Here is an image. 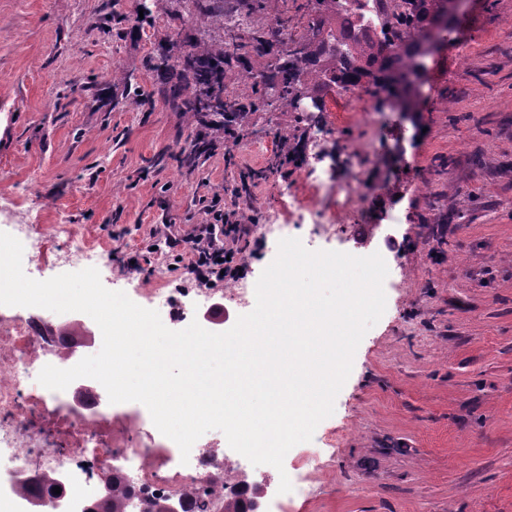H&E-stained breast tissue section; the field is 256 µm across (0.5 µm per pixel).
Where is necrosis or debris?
I'll list each match as a JSON object with an SVG mask.
<instances>
[{
	"mask_svg": "<svg viewBox=\"0 0 512 512\" xmlns=\"http://www.w3.org/2000/svg\"><path fill=\"white\" fill-rule=\"evenodd\" d=\"M302 174L325 200L314 213L316 223H350L360 190L356 183L337 181L322 136L308 142ZM34 319V314L0 306V347L5 350L0 356V455L11 460V487L48 474L57 479L65 497L92 504L96 496L89 465L118 458L121 483L131 493L129 512H139L145 499L174 496L181 486L200 481L228 495L239 493L232 475L212 466L214 451L202 443H194L188 468L173 466L169 448L113 445L111 435L100 427L108 414L100 402L106 390L98 381L80 378L62 391L39 384L37 376L49 359Z\"/></svg>",
	"mask_w": 512,
	"mask_h": 512,
	"instance_id": "4bbe7bcc",
	"label": "necrosis or debris"
}]
</instances>
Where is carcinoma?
<instances>
[{
  "label": "carcinoma",
  "instance_id": "cac0c4a2",
  "mask_svg": "<svg viewBox=\"0 0 512 512\" xmlns=\"http://www.w3.org/2000/svg\"><path fill=\"white\" fill-rule=\"evenodd\" d=\"M217 25L218 34L187 36L189 50L167 61L150 59L149 67L163 78L157 89L172 107L196 117L211 118L214 137L236 126L244 129L245 108L261 103L271 112H298L295 123L311 124L306 102H316L324 89L364 82L388 91L392 100L379 107L404 111L414 90L425 44L444 14L445 0H377L382 15V39L373 42L366 31L336 14V0H304L288 14V0L267 24L264 6L246 0H151L154 7L183 3L200 8ZM252 76L250 93L228 97L224 70L230 66ZM178 70L183 77L171 83ZM108 495L88 512H126L130 493L117 476L109 478ZM194 512H208L212 493L189 484L180 491Z\"/></svg>",
  "mask_w": 512,
  "mask_h": 512
}]
</instances>
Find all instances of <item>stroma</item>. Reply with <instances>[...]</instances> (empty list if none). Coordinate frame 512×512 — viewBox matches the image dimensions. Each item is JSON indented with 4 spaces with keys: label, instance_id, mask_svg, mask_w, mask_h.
<instances>
[{
    "label": "stroma",
    "instance_id": "1",
    "mask_svg": "<svg viewBox=\"0 0 512 512\" xmlns=\"http://www.w3.org/2000/svg\"><path fill=\"white\" fill-rule=\"evenodd\" d=\"M141 2L0 0V225L45 237L25 274L67 272L54 227L68 224L103 255L107 289L144 307L143 283L181 305L172 258L152 255L148 274L126 267L155 225L183 232L216 195L247 221L251 195L253 284L280 238H318L305 209L316 189L277 164L279 135L302 132L286 112L251 113L247 137L189 160L203 126L157 95L149 60L182 54L176 33L211 24L197 12L143 17ZM426 64L414 121L337 115L336 152L367 141L379 156L358 174L359 221L345 231L352 255L385 260L386 309L333 414L284 458L288 512H512V0H469Z\"/></svg>",
    "mask_w": 512,
    "mask_h": 512
}]
</instances>
